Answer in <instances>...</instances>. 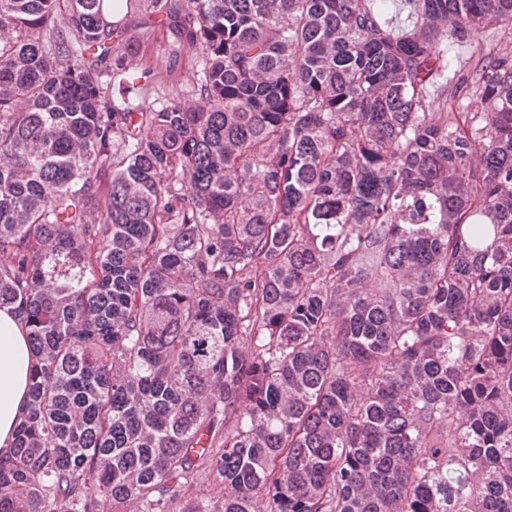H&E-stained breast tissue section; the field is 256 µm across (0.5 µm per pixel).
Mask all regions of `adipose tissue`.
I'll list each match as a JSON object with an SVG mask.
<instances>
[{
    "mask_svg": "<svg viewBox=\"0 0 512 512\" xmlns=\"http://www.w3.org/2000/svg\"><path fill=\"white\" fill-rule=\"evenodd\" d=\"M34 362L27 329L10 308L0 309V448L8 449L28 401Z\"/></svg>",
    "mask_w": 512,
    "mask_h": 512,
    "instance_id": "1",
    "label": "adipose tissue"
}]
</instances>
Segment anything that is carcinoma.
I'll use <instances>...</instances> for the list:
<instances>
[{"label":"carcinoma","mask_w":512,"mask_h":512,"mask_svg":"<svg viewBox=\"0 0 512 512\" xmlns=\"http://www.w3.org/2000/svg\"><path fill=\"white\" fill-rule=\"evenodd\" d=\"M147 4L0 0V512H512V0ZM150 10L154 12L150 17L146 16V20L152 23V26L139 30L134 27L136 21L128 19L129 31L124 33L123 37L129 38L134 33H140L137 35L139 56L153 67L156 74L157 91L151 93L149 100L156 99V104L160 105L167 103L171 97L168 95L171 90H184L194 86L198 78L199 62L193 53L184 50L178 65L169 70L172 43L166 28L165 14L159 7ZM10 307L0 309V448L8 449L28 401L34 362L27 329ZM205 499L217 502L224 498V486L209 474V468H199L194 483L185 488L180 497L174 500L169 507L170 512H182V508L189 499Z\"/></svg>","instance_id":"cac0c4a2"}]
</instances>
